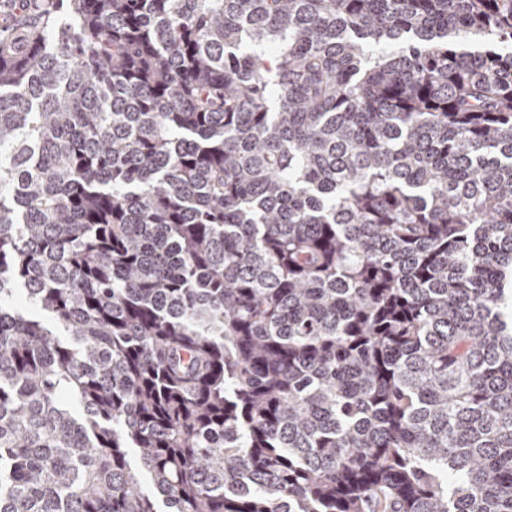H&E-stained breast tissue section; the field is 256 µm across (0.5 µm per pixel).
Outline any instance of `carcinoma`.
<instances>
[{
	"label": "carcinoma",
	"mask_w": 512,
	"mask_h": 512,
	"mask_svg": "<svg viewBox=\"0 0 512 512\" xmlns=\"http://www.w3.org/2000/svg\"><path fill=\"white\" fill-rule=\"evenodd\" d=\"M0 512H512V0L0 13Z\"/></svg>",
	"instance_id": "obj_1"
}]
</instances>
